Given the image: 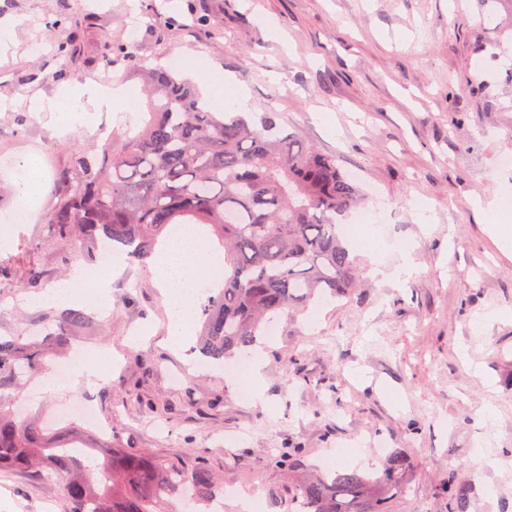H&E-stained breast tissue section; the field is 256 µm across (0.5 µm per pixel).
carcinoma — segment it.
Masks as SVG:
<instances>
[{
    "mask_svg": "<svg viewBox=\"0 0 512 512\" xmlns=\"http://www.w3.org/2000/svg\"><path fill=\"white\" fill-rule=\"evenodd\" d=\"M66 29L62 56L75 58L83 21L56 0ZM102 53L127 57L107 35ZM149 120L97 153L69 156L55 174L47 223L60 241L127 250L130 261L154 253L179 224L206 226L224 247L223 283L203 304L201 353L218 363L252 354L271 323L351 295L359 283L344 221L365 195L324 154L289 133L267 112L254 129L244 113L216 110L195 86L166 68L143 70ZM83 311L65 309L48 334L0 339V469L24 466L57 479L66 512H184L183 499L209 508L224 497V478L198 455L190 465L140 448H83L73 429L43 435L18 421L11 393L67 347ZM301 448H280L270 466L290 472ZM103 463H98V459ZM412 460L388 458L374 475L356 470L311 474L288 492V512H391L408 491ZM447 512H467V498L447 474L440 485Z\"/></svg>",
    "mask_w": 512,
    "mask_h": 512,
    "instance_id": "obj_1",
    "label": "carcinoma"
}]
</instances>
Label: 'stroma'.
<instances>
[{"instance_id": "35a3bbf8", "label": "stroma", "mask_w": 512, "mask_h": 512, "mask_svg": "<svg viewBox=\"0 0 512 512\" xmlns=\"http://www.w3.org/2000/svg\"><path fill=\"white\" fill-rule=\"evenodd\" d=\"M85 16L86 55L103 35L125 38L135 63L81 67L57 81L53 0H8L0 8V153L32 161L41 202L0 232V336L52 318L38 292L84 264L86 244L56 242L47 210L53 175L74 150H97L102 128L137 131L145 118L136 65L170 56L203 70L220 67L246 88L252 121L277 113L289 132L334 154L369 196L382 226L379 253L356 249L368 285L313 308V320L281 319L265 351L263 398L237 378L207 368L192 348L198 323L179 347L168 342L169 297L153 259L113 271L104 304L83 309L76 345L109 349L119 365L104 380L65 377L44 391V368L23 389L27 413L53 423L67 402H90L110 433L109 448H141L165 459L203 453L224 477V512L241 495L269 496L287 472L268 453L291 445L303 465L349 449L343 469L370 473L386 457L411 458L405 497L394 512H444L439 484L453 472L468 512H512V252L492 232L501 212L475 198L512 195V84L500 54L498 0H72ZM41 42L42 53L29 46ZM37 71L38 82H23ZM111 72L122 89L111 109L82 97L84 114L33 112L62 90L93 88ZM28 115L25 126L17 113ZM408 282L393 276L404 261ZM41 285L25 286L27 268ZM490 421H483L485 412ZM0 512H65L59 483L33 472H0Z\"/></svg>"}]
</instances>
